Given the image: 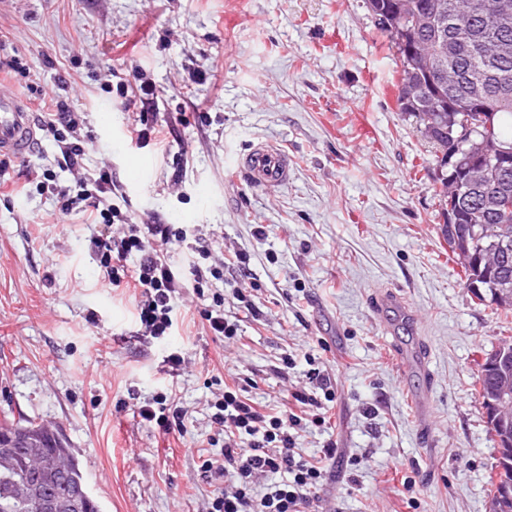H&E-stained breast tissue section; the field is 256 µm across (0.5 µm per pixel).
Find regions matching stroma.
<instances>
[{
  "label": "stroma",
  "instance_id": "1",
  "mask_svg": "<svg viewBox=\"0 0 512 512\" xmlns=\"http://www.w3.org/2000/svg\"><path fill=\"white\" fill-rule=\"evenodd\" d=\"M1 39L32 63L29 83L81 110L86 169L111 170L136 222L177 218L213 251L251 260L208 285L240 319L239 339L203 330L188 287L162 345L143 335L134 289L104 281L94 225L59 218L46 190L0 196V419L57 428L102 512H208L218 484L200 465L225 380L272 406L310 390L316 366L336 399L296 446L316 455L332 441L337 455L315 512H490L496 449L476 375L512 318L473 297L440 234L434 161L398 110L399 58L365 0H0ZM137 70L173 130L167 154L136 149L134 116L108 87ZM185 112L205 119L183 126ZM258 142L287 151L286 186H253L239 169ZM138 150L151 159L140 187L128 178ZM52 154L43 142L5 176L49 169L72 185ZM387 290L412 321L378 314ZM419 346L427 372L403 375L401 350ZM169 347L179 371L163 364ZM166 385L186 412L180 435L134 413Z\"/></svg>",
  "mask_w": 512,
  "mask_h": 512
}]
</instances>
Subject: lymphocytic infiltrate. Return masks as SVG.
Listing matches in <instances>:
<instances>
[{"mask_svg":"<svg viewBox=\"0 0 512 512\" xmlns=\"http://www.w3.org/2000/svg\"><path fill=\"white\" fill-rule=\"evenodd\" d=\"M116 91L124 109L139 110L133 130L137 145L165 147L172 129L150 111L151 83L122 80ZM78 120L77 108L60 96L52 97L39 114V127L53 142L58 167L70 172L82 171L90 145L74 134ZM61 196L63 213L79 212L86 223L99 226L94 239L99 267L112 287L137 290V318L152 339L170 336L179 290L189 286L200 295L210 280L219 278V270L208 263L209 246L195 247L194 258L184 265L172 262L164 248L184 244L187 229L181 224L133 222L118 203L122 186L110 172L85 175L75 191H62ZM307 376L321 390L322 399L297 392L293 404L273 412L259 409L246 398L239 383L225 384L212 416L224 446L201 464L203 473L224 482L209 512H307L336 462L331 442L316 457L296 450V430L324 424V416L315 408L319 401L336 397L332 380L323 370L309 369ZM135 413L164 432L184 430L185 413L167 393H158L136 407Z\"/></svg>","mask_w":512,"mask_h":512,"instance_id":"f902f5d3","label":"lymphocytic infiltrate"}]
</instances>
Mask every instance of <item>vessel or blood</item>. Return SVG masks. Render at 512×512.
I'll use <instances>...</instances> for the list:
<instances>
[{"label":"vessel or blood","instance_id":"b4317fda","mask_svg":"<svg viewBox=\"0 0 512 512\" xmlns=\"http://www.w3.org/2000/svg\"><path fill=\"white\" fill-rule=\"evenodd\" d=\"M36 140V125L23 96L0 90V157L27 158ZM253 185L279 188L290 178V160L283 149L264 143L252 145L240 158Z\"/></svg>","mask_w":512,"mask_h":512}]
</instances>
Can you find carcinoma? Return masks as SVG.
<instances>
[{"instance_id": "carcinoma-1", "label": "carcinoma", "mask_w": 512, "mask_h": 512, "mask_svg": "<svg viewBox=\"0 0 512 512\" xmlns=\"http://www.w3.org/2000/svg\"><path fill=\"white\" fill-rule=\"evenodd\" d=\"M454 13L444 24L436 23L448 0H366L377 29L395 47L400 60L395 86L417 79L403 41L418 52H429L439 42L447 46L446 72L435 74L434 84L447 83L448 97L464 98L476 88L492 98L490 114L468 113L472 136L477 138L486 125H491L492 140L512 144V22L503 25L499 14L508 11L512 15V0H454ZM401 112L419 123V132L425 139L436 166H442L440 156L448 152V113L437 112L430 107H410L397 95ZM448 171L436 176L435 192L442 210L453 205L455 223L444 224L441 234L448 247L458 257L464 269L466 281H474L483 288L487 302L504 314L512 311L509 300L492 298V288L497 279L512 282V209L499 206L495 199L506 196L512 201V169H490L465 197H453L448 183ZM501 242L505 250L492 258V264H474L476 257L488 253V245ZM512 381V364L507 376L497 368L480 369L477 389L483 399L504 381ZM40 432L44 439L43 457L60 459L64 473L51 482L50 489L60 498L67 497L78 486L87 487V481L79 460L63 437L51 428L33 419L0 422V438L19 431ZM30 475L24 454H19L9 469L0 468V512H34L25 503L15 501L10 491L13 484ZM512 482V453L497 458L490 478V498L495 490Z\"/></svg>"}]
</instances>
